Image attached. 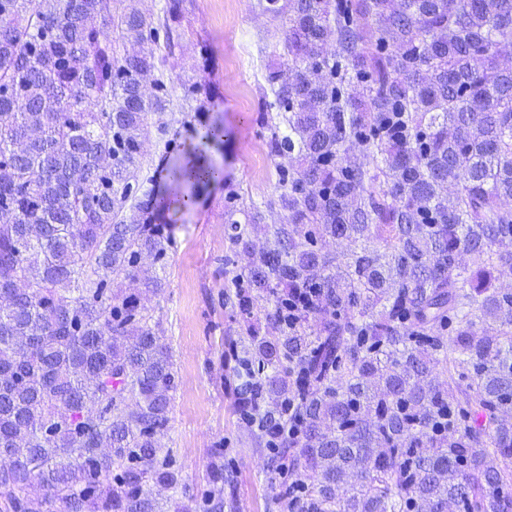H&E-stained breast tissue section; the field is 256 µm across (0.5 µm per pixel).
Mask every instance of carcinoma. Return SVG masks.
<instances>
[{
	"label": "carcinoma",
	"instance_id": "1",
	"mask_svg": "<svg viewBox=\"0 0 512 512\" xmlns=\"http://www.w3.org/2000/svg\"><path fill=\"white\" fill-rule=\"evenodd\" d=\"M109 3L0 0V512H238L223 463L195 494L163 447L179 376L141 260L169 241L125 215L180 0L157 21ZM263 9L288 25L266 81L293 176L288 223L224 292L273 303L235 352L251 448L302 481L287 512H512V292L491 288L512 275V0Z\"/></svg>",
	"mask_w": 512,
	"mask_h": 512
}]
</instances>
